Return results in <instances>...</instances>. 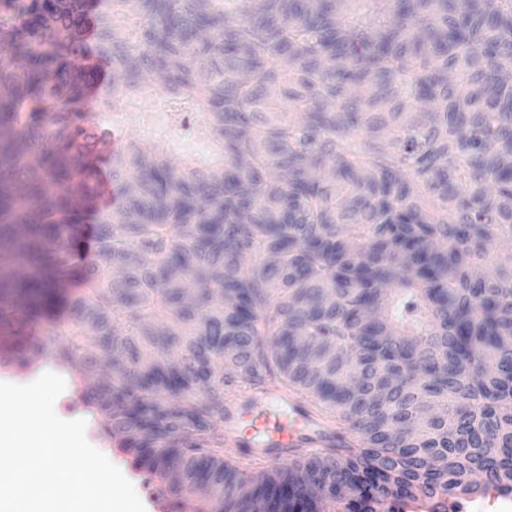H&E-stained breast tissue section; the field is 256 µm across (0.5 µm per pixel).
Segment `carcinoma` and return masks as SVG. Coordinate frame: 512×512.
Returning <instances> with one entry per match:
<instances>
[{"mask_svg":"<svg viewBox=\"0 0 512 512\" xmlns=\"http://www.w3.org/2000/svg\"><path fill=\"white\" fill-rule=\"evenodd\" d=\"M88 0H0V294L58 359L121 362L81 400L200 512H344L512 492V0H101V111L154 93L217 162L114 161L122 207L63 328L43 317L95 191ZM182 271L198 291L169 285ZM275 380L346 448L286 466L224 458L229 396ZM482 481H477V478Z\"/></svg>","mask_w":512,"mask_h":512,"instance_id":"carcinoma-1","label":"carcinoma"}]
</instances>
